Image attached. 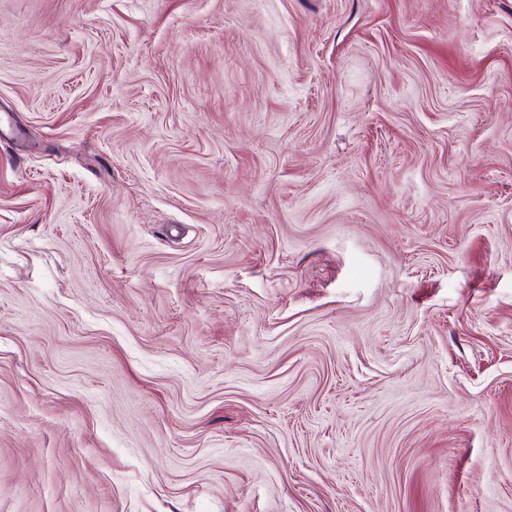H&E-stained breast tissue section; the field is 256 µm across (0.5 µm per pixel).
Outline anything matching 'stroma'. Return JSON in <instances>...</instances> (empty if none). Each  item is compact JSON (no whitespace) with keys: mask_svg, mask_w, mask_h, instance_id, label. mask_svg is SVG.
I'll use <instances>...</instances> for the list:
<instances>
[{"mask_svg":"<svg viewBox=\"0 0 512 512\" xmlns=\"http://www.w3.org/2000/svg\"><path fill=\"white\" fill-rule=\"evenodd\" d=\"M0 512H512V0H0Z\"/></svg>","mask_w":512,"mask_h":512,"instance_id":"obj_1","label":"stroma"}]
</instances>
